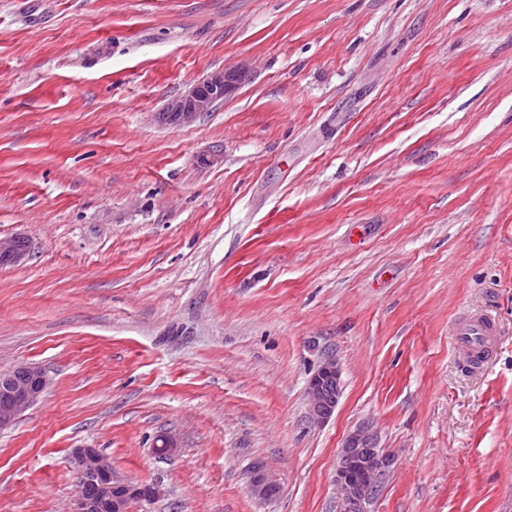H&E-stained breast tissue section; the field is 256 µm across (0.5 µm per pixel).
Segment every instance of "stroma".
Listing matches in <instances>:
<instances>
[{
    "mask_svg": "<svg viewBox=\"0 0 512 512\" xmlns=\"http://www.w3.org/2000/svg\"><path fill=\"white\" fill-rule=\"evenodd\" d=\"M224 69L223 105L160 121ZM19 233L0 374L50 384L0 431V512H69L75 448L160 487L127 512H341L364 424L394 459L366 512H512V0H0ZM467 309L500 330L479 370ZM243 77V73L237 70L219 71L207 76L172 99L162 113L163 119L175 126L195 122L224 103L238 89ZM451 336L457 352L478 366L494 346L497 330L490 316L475 314L457 320ZM341 371L336 361L327 359L307 385L308 418L324 423L334 414L340 399ZM274 488H278L277 484L267 475L263 466L260 464L253 466L248 480L250 494L266 501L272 498Z\"/></svg>",
    "mask_w": 512,
    "mask_h": 512,
    "instance_id": "1",
    "label": "stroma"
}]
</instances>
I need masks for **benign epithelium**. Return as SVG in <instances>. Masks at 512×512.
<instances>
[{
  "label": "benign epithelium",
  "mask_w": 512,
  "mask_h": 512,
  "mask_svg": "<svg viewBox=\"0 0 512 512\" xmlns=\"http://www.w3.org/2000/svg\"><path fill=\"white\" fill-rule=\"evenodd\" d=\"M243 80L237 70L215 72L191 85L165 107L163 119L175 126L191 124L214 111L234 93ZM29 255L27 238H0V264H20ZM48 385L46 373L38 366L22 365L6 375H0V430L35 404ZM341 371L336 361L326 360L307 385L308 418L324 423L334 414L340 399ZM375 435L371 427L362 425L350 433L341 448L334 481L344 504V512H365V497L352 479V470L361 474L360 482L379 485L389 472L392 459L374 449ZM71 461L78 475V491L71 512H127L132 501L149 503L161 491L118 478L112 464L97 448H75ZM277 487L262 465L252 467L248 480L251 495L260 500L272 498Z\"/></svg>",
  "instance_id": "obj_1"
}]
</instances>
